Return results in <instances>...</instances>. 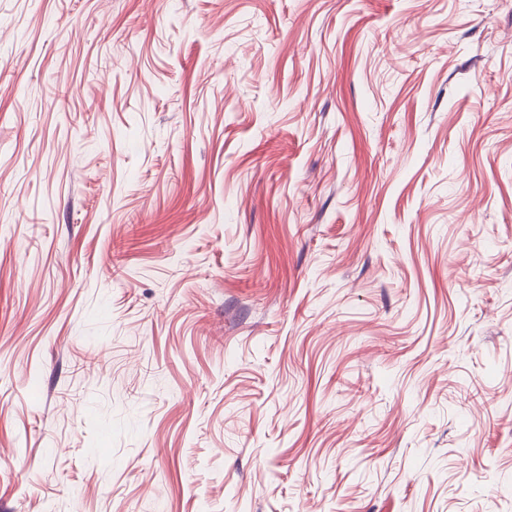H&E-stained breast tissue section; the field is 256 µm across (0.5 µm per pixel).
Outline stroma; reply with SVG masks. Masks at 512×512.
Here are the masks:
<instances>
[{"label": "stroma", "instance_id": "1", "mask_svg": "<svg viewBox=\"0 0 512 512\" xmlns=\"http://www.w3.org/2000/svg\"><path fill=\"white\" fill-rule=\"evenodd\" d=\"M0 512H512V0H0Z\"/></svg>", "mask_w": 512, "mask_h": 512}]
</instances>
